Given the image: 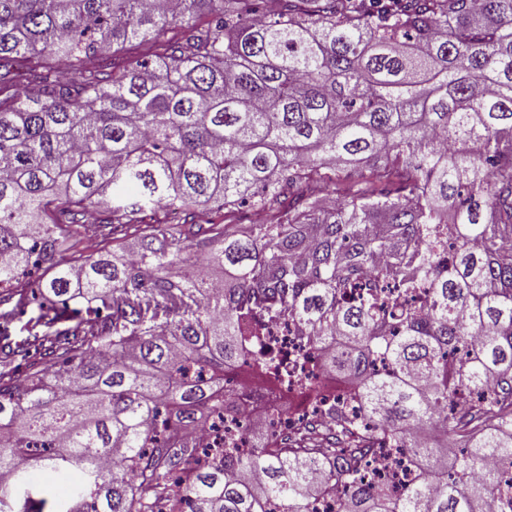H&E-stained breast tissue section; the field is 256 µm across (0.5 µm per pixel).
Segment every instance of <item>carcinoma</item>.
I'll use <instances>...</instances> for the list:
<instances>
[{
  "label": "carcinoma",
  "instance_id": "obj_1",
  "mask_svg": "<svg viewBox=\"0 0 512 512\" xmlns=\"http://www.w3.org/2000/svg\"><path fill=\"white\" fill-rule=\"evenodd\" d=\"M262 2L0 0V302L37 299L31 269L53 301L50 331L0 332V512H312L329 483L340 512H490L512 482V0H278L264 19ZM133 40L141 62L108 55ZM246 200L270 216L256 233L195 223ZM162 206L184 239L63 260L60 240L126 236ZM281 317L364 420L196 467L224 371ZM382 437L423 472L397 496L364 478ZM33 468L69 480L47 511Z\"/></svg>",
  "mask_w": 512,
  "mask_h": 512
}]
</instances>
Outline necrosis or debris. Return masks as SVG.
<instances>
[{
	"instance_id": "necrosis-or-debris-1",
	"label": "necrosis or debris",
	"mask_w": 512,
	"mask_h": 512,
	"mask_svg": "<svg viewBox=\"0 0 512 512\" xmlns=\"http://www.w3.org/2000/svg\"><path fill=\"white\" fill-rule=\"evenodd\" d=\"M270 348L284 359L279 370L266 364L265 352ZM231 375L237 385L234 399L239 413L214 418L204 430L191 436V443L201 450L198 466L212 464V449L228 438L242 454H251L254 425H261L269 440L278 441L308 419L332 425L337 413L350 415L359 410L355 385L328 375L309 336L285 319L270 323L260 341L243 346ZM416 474L412 454L390 447L385 440L377 444L365 471L367 480L387 484L395 493Z\"/></svg>"
}]
</instances>
